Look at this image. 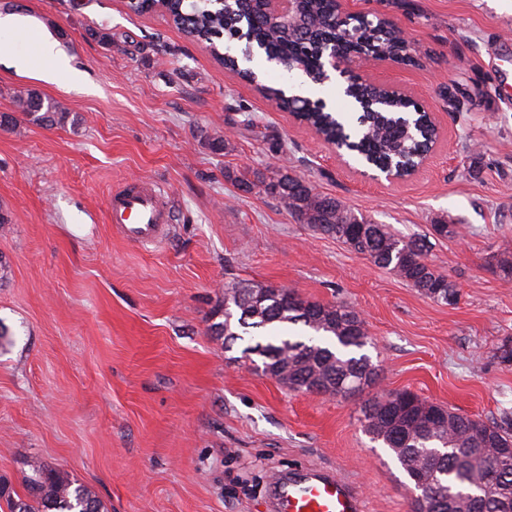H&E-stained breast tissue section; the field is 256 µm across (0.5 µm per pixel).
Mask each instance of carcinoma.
<instances>
[{
	"label": "carcinoma",
	"mask_w": 512,
	"mask_h": 512,
	"mask_svg": "<svg viewBox=\"0 0 512 512\" xmlns=\"http://www.w3.org/2000/svg\"><path fill=\"white\" fill-rule=\"evenodd\" d=\"M164 11L187 34L209 43L224 40L219 57L224 67L236 71L243 59L256 52L284 58L306 73L320 72V52L330 40L339 42L344 57L388 56L405 65H416L417 53L393 22L367 14L338 16L337 0H305L304 19L297 26L271 23L250 0H224L220 7L185 0H164ZM262 95L277 108L296 115L327 141L345 138V125L320 100L286 95L282 89L262 85ZM345 96L358 102L381 100L380 111L358 117L357 149L376 164L413 165L429 149V139L416 124L430 123L426 112L414 111L405 95L371 84L351 82ZM28 120L53 126L66 113L45 105L34 92L17 97ZM238 177L248 192L256 183L278 197L301 223L336 239L416 288L423 296L445 305L458 301L459 289L428 257L430 238L448 239L453 224H432L430 235L408 240L384 224L356 215L340 199L323 194L303 178L279 171L270 180L254 173ZM301 325L310 335L301 340L288 334V326ZM230 347L250 330L262 339L244 353L260 358L261 371L291 390L309 394L347 396L376 385L379 369L363 353L369 333L365 321L343 304L324 305L303 298L293 289L237 281L224 289V321L211 325ZM362 427L395 455L408 477L420 473L422 496L412 502V512H455L465 499L469 512H512V415L485 422L429 402L408 389L388 390L371 396L362 410ZM29 498H15L0 481V499L8 512H102L101 502L84 485L61 472L51 473L39 462L30 464Z\"/></svg>",
	"instance_id": "obj_1"
}]
</instances>
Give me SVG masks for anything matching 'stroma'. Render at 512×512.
<instances>
[{"label":"stroma","instance_id":"35a3bbf8","mask_svg":"<svg viewBox=\"0 0 512 512\" xmlns=\"http://www.w3.org/2000/svg\"><path fill=\"white\" fill-rule=\"evenodd\" d=\"M395 22L421 61L356 62L354 74L428 111L438 140L414 175L370 180L312 130L224 69L207 42L126 0H0V52L36 54L43 36L80 84L0 63V479L26 496L39 459L88 487L106 512H268L269 478L302 465L361 486L366 512H411L409 481L361 425V394L292 391L257 371L246 341L211 332L227 283L295 289L362 314L377 390L408 389L459 413H512V0H344ZM346 112V81L289 78ZM30 91L66 112L34 124ZM223 137V150L209 138ZM304 178L401 237L453 224L430 258L460 291L436 303L336 239L299 223L234 174ZM150 178L179 222L156 246L105 218L111 192Z\"/></svg>","mask_w":512,"mask_h":512}]
</instances>
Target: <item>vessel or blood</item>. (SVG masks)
I'll list each match as a JSON object with an SVG mask.
<instances>
[{
    "mask_svg": "<svg viewBox=\"0 0 512 512\" xmlns=\"http://www.w3.org/2000/svg\"><path fill=\"white\" fill-rule=\"evenodd\" d=\"M174 213V202L150 180L123 184L106 203L108 223L126 241L141 246L167 239ZM271 483V512H365L359 487L325 467L292 468L274 474Z\"/></svg>",
    "mask_w": 512,
    "mask_h": 512,
    "instance_id": "1",
    "label": "vessel or blood"
}]
</instances>
